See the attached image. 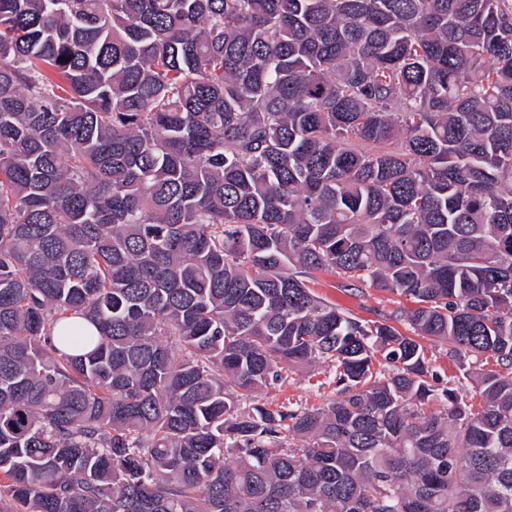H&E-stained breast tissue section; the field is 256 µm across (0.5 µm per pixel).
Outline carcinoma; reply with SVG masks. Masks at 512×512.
Instances as JSON below:
<instances>
[{
	"label": "carcinoma",
	"mask_w": 512,
	"mask_h": 512,
	"mask_svg": "<svg viewBox=\"0 0 512 512\" xmlns=\"http://www.w3.org/2000/svg\"><path fill=\"white\" fill-rule=\"evenodd\" d=\"M0 512H512V0H0ZM311 288L329 303L347 311L362 320L383 321L401 307L403 310L413 308L412 299L400 298L397 302L389 301V295L370 288L369 285L350 286L342 277L334 273L317 274ZM427 350L433 367L442 379L445 381L455 379L459 384H462L463 391H470L471 394H474L473 382L462 377L463 371L458 368L457 361L449 356L448 346L428 343ZM334 368L321 360L298 367L283 385H271L257 393V400L272 404L285 403L295 408L322 405L334 398V386L329 383Z\"/></svg>",
	"instance_id": "1"
}]
</instances>
